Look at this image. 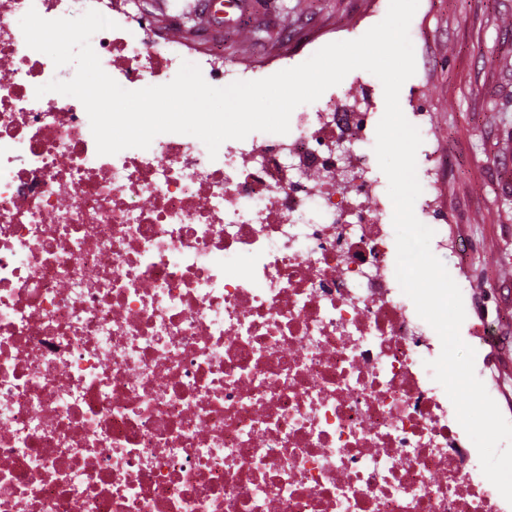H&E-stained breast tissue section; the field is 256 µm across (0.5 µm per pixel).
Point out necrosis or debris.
Segmentation results:
<instances>
[{
    "mask_svg": "<svg viewBox=\"0 0 512 512\" xmlns=\"http://www.w3.org/2000/svg\"><path fill=\"white\" fill-rule=\"evenodd\" d=\"M96 9L123 88L217 63L113 0H0V512H512L426 367L396 279L378 115L98 155L14 19ZM345 153H337V144Z\"/></svg>",
    "mask_w": 512,
    "mask_h": 512,
    "instance_id": "1",
    "label": "necrosis or debris"
}]
</instances>
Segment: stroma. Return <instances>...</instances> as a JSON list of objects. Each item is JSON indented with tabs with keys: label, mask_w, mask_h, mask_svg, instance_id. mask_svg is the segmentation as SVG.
Returning a JSON list of instances; mask_svg holds the SVG:
<instances>
[{
	"label": "stroma",
	"mask_w": 512,
	"mask_h": 512,
	"mask_svg": "<svg viewBox=\"0 0 512 512\" xmlns=\"http://www.w3.org/2000/svg\"><path fill=\"white\" fill-rule=\"evenodd\" d=\"M388 0H239L227 17L185 33L196 48H220L225 60L255 65L306 61L321 47L354 40L381 22ZM512 0H419L409 27L416 72L400 92L403 111L429 113L446 157L440 187L448 236L469 255L460 267L451 251L438 258L462 288L460 328L477 355L491 356L479 372L512 421ZM248 25L264 36L240 44Z\"/></svg>",
	"instance_id": "stroma-1"
}]
</instances>
